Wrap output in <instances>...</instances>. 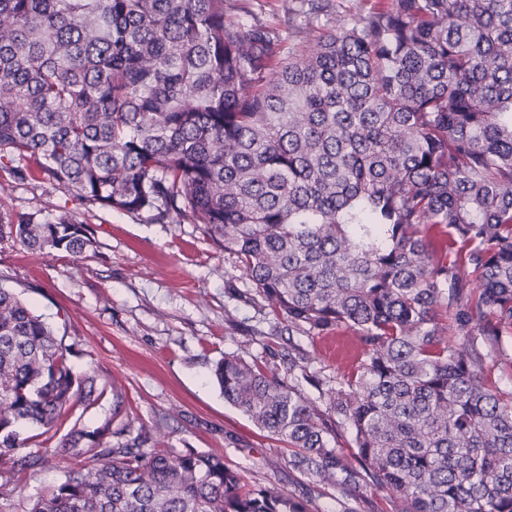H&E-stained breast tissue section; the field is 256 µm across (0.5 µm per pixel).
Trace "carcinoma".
<instances>
[{"label":"carcinoma","mask_w":512,"mask_h":512,"mask_svg":"<svg viewBox=\"0 0 512 512\" xmlns=\"http://www.w3.org/2000/svg\"><path fill=\"white\" fill-rule=\"evenodd\" d=\"M273 54L226 0H0V168L33 158L81 202L201 224L288 333L363 347L332 379L296 343L283 377L236 352L215 364L224 399L287 445L302 496L157 448L114 386L112 419L59 442L76 466L22 504L8 474L38 472L107 388L0 288V512H312L321 488L341 512H378L380 491L395 512H512V400L479 351L506 357L512 336V0H388L312 54L269 69ZM5 240L96 244L68 214L0 212ZM306 386L328 387L323 406Z\"/></svg>","instance_id":"carcinoma-1"}]
</instances>
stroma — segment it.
<instances>
[{"label": "stroma", "instance_id": "35a3bbf8", "mask_svg": "<svg viewBox=\"0 0 512 512\" xmlns=\"http://www.w3.org/2000/svg\"><path fill=\"white\" fill-rule=\"evenodd\" d=\"M385 2L228 0L227 14L265 27L281 62L292 51H315L325 33ZM0 210L49 220L69 213L96 231L95 249L78 258L0 242V287L19 294L74 348L76 374L120 387L128 413L151 429L157 446L217 455L263 485L302 494L287 446L226 403L211 376L227 352L287 373L288 324L202 225L85 204L42 176L20 180L8 169H0ZM299 343L327 375L357 368L361 343L351 331ZM69 464L53 445L40 472L18 471L11 481L33 498Z\"/></svg>", "mask_w": 512, "mask_h": 512}]
</instances>
